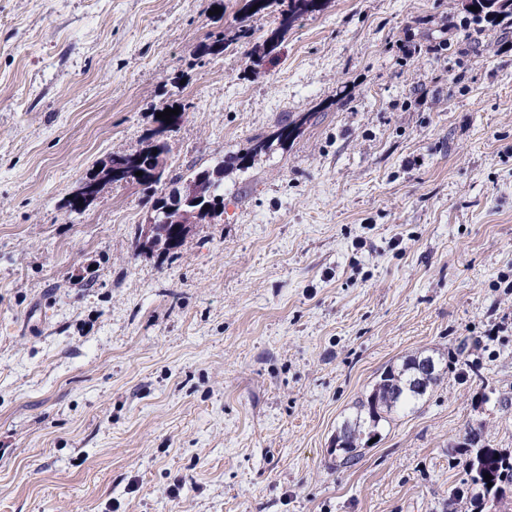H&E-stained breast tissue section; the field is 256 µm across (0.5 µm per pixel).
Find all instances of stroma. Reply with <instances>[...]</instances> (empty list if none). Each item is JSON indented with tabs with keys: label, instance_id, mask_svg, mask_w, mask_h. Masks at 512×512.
I'll list each match as a JSON object with an SVG mask.
<instances>
[{
	"label": "stroma",
	"instance_id": "stroma-1",
	"mask_svg": "<svg viewBox=\"0 0 512 512\" xmlns=\"http://www.w3.org/2000/svg\"><path fill=\"white\" fill-rule=\"evenodd\" d=\"M240 20L0 0V512H443L468 426L512 450V17L324 0L198 65ZM181 102L166 169L223 163L224 213L138 257L139 186L65 203ZM420 352L443 382L337 466ZM417 357L409 358L400 368L389 366L387 371L380 373L379 379L371 386V389L366 392L364 398L357 403V417L356 422L346 424L338 434V448L335 451H340V465L343 467L351 468L358 464L362 456L361 449L367 448L372 445L369 444L371 439H375L374 434H368L366 442V435L368 432L364 429L362 424L357 422L368 423L373 427V430L378 431L381 423L389 424L393 419L394 414L400 410H405L411 406H415L421 397L441 383V376L439 370H435L433 374L427 379V391L423 393H416L409 390L408 385L411 380V369ZM398 390V395L393 398L395 391ZM387 395H390L389 399ZM390 401V402H388ZM376 403V404H375ZM364 435V437H362ZM367 443L365 447L363 445ZM334 451V452H335Z\"/></svg>",
	"mask_w": 512,
	"mask_h": 512
}]
</instances>
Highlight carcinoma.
<instances>
[{
  "label": "carcinoma",
  "instance_id": "cac0c4a2",
  "mask_svg": "<svg viewBox=\"0 0 512 512\" xmlns=\"http://www.w3.org/2000/svg\"><path fill=\"white\" fill-rule=\"evenodd\" d=\"M470 4L477 10L469 12L475 21L495 18L499 15L512 16V0H470ZM321 0H242L239 9L244 18L249 19L262 13L277 12L281 16L279 28L273 32L274 39L288 30V27L297 19L313 14L320 10ZM254 36L251 26L241 25L233 30H226L209 35L199 45V57L216 56L232 43H245ZM158 144L142 152L114 154L110 161L123 167L125 181H130L140 187L147 197L152 199V210L158 213L156 243H147L136 240L135 255H147L158 252L156 245L165 243L171 233L180 226L183 218L175 213L164 214L165 195H157L163 182L177 185L187 180H193L201 174H213L218 168H197L189 176L176 174L167 177L166 166L156 168L150 164L151 155ZM142 175L137 176L135 172ZM186 210L194 213V223L205 224L224 214V186L223 180L213 182L204 188L203 199L193 205L186 206ZM415 359L406 360L399 368L390 366L380 373L379 379L366 392L364 398L357 403L356 422L346 424L338 434V451H340V465L351 468L358 464L362 456L361 449L366 442V430L361 423L368 422L373 429H378L382 423H390L394 414L409 408L421 399L422 394L409 390L411 369ZM452 452L463 458V465L467 475L468 491H458L449 497L445 512H482L487 498L492 496L496 502L512 509V451L495 448L490 444L483 448L455 447ZM492 479L484 480L485 475Z\"/></svg>",
  "mask_w": 512,
  "mask_h": 512
}]
</instances>
